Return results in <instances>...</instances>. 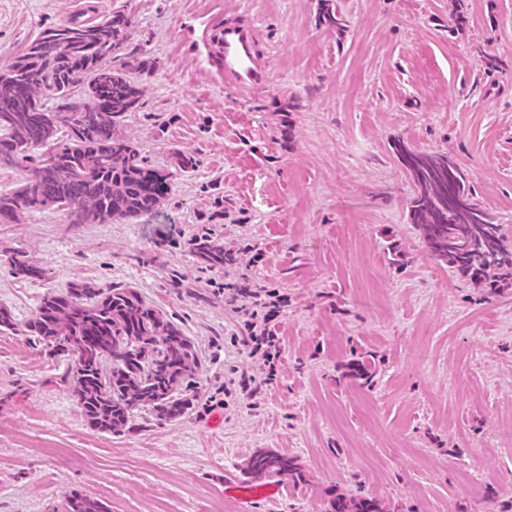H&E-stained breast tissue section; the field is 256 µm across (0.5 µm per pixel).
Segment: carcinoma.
Returning a JSON list of instances; mask_svg holds the SVG:
<instances>
[{"label": "carcinoma", "mask_w": 512, "mask_h": 512, "mask_svg": "<svg viewBox=\"0 0 512 512\" xmlns=\"http://www.w3.org/2000/svg\"><path fill=\"white\" fill-rule=\"evenodd\" d=\"M129 39V22L115 12L90 23L46 29L0 69V167L26 176L0 192V221L25 212L55 211L71 224H103L155 211L171 174L142 155L125 130L143 96L138 77L111 65ZM399 160L416 187L410 218L437 261L477 283L512 278V248L502 227L470 198L463 171L448 155L424 153L403 141ZM190 252L201 269L228 260L224 239L203 234ZM20 279L38 280L44 268L28 253L7 257ZM17 332L12 311L0 306V335ZM25 335L70 359L73 396L87 423L122 432L148 411L161 421L182 416L201 366L198 350L166 314L133 287L114 288L85 278L46 294ZM256 475L295 481L294 460L261 450L249 461ZM68 512H106L98 500L76 493ZM334 512H384L373 498H336Z\"/></svg>", "instance_id": "obj_1"}]
</instances>
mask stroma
<instances>
[{
    "instance_id": "35a3bbf8",
    "label": "stroma",
    "mask_w": 512,
    "mask_h": 512,
    "mask_svg": "<svg viewBox=\"0 0 512 512\" xmlns=\"http://www.w3.org/2000/svg\"><path fill=\"white\" fill-rule=\"evenodd\" d=\"M75 0H0V68ZM124 13L120 62L150 59L126 128L170 191L152 214L0 224V305L18 325L78 279L136 288L196 346L191 404L121 433L82 418L72 363L0 337V512H331L337 496L404 512H512V288L434 260L411 224L416 188L393 144L448 154L512 246V0H82ZM256 28L267 86L224 81L208 25ZM193 156L183 173L174 153ZM222 236L233 261L189 249ZM24 251L30 281L3 259ZM281 299L274 368L250 355L231 301ZM262 379L247 398L242 377ZM258 450L304 480L275 502L225 493ZM190 252L201 269H224V262L229 260L224 252V239L203 234L195 237L190 243ZM11 271L20 279L38 280L44 277V268L27 252L17 251L7 257Z\"/></svg>"
}]
</instances>
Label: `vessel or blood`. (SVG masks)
I'll return each mask as SVG.
<instances>
[{
	"instance_id": "1",
	"label": "vessel or blood",
	"mask_w": 512,
	"mask_h": 512,
	"mask_svg": "<svg viewBox=\"0 0 512 512\" xmlns=\"http://www.w3.org/2000/svg\"><path fill=\"white\" fill-rule=\"evenodd\" d=\"M208 39L221 56L224 77L236 86L258 90L269 82L267 67L253 55L255 32L245 25L223 26L210 29ZM233 496L243 503L254 501L272 502L282 493V485L277 481H267L257 485L230 484Z\"/></svg>"
}]
</instances>
